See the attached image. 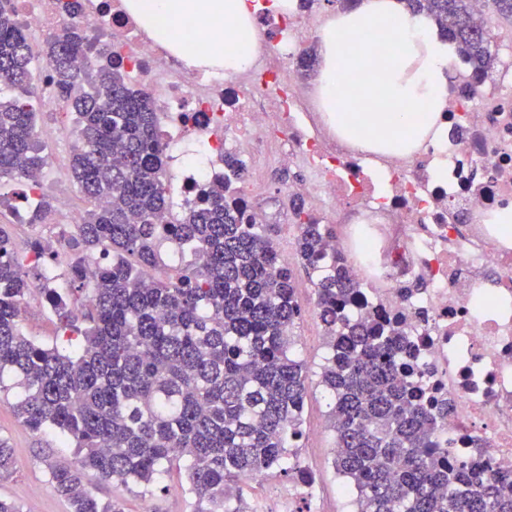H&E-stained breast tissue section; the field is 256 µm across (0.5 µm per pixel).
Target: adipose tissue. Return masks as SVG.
<instances>
[{
    "instance_id": "obj_1",
    "label": "adipose tissue",
    "mask_w": 512,
    "mask_h": 512,
    "mask_svg": "<svg viewBox=\"0 0 512 512\" xmlns=\"http://www.w3.org/2000/svg\"><path fill=\"white\" fill-rule=\"evenodd\" d=\"M153 37L188 66L246 68L261 48L248 0H127ZM185 22L211 33L210 42H183L171 34ZM377 31L381 49L359 52L353 36ZM318 102L343 139L372 151L416 149L444 134L439 114L448 93L453 48L422 16L400 0H355L339 7L318 34ZM363 110H356L357 101Z\"/></svg>"
}]
</instances>
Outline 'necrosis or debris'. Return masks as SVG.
Masks as SVG:
<instances>
[{
    "label": "necrosis or debris",
    "mask_w": 512,
    "mask_h": 512,
    "mask_svg": "<svg viewBox=\"0 0 512 512\" xmlns=\"http://www.w3.org/2000/svg\"><path fill=\"white\" fill-rule=\"evenodd\" d=\"M27 31L61 30L63 0H13ZM266 51L233 77L190 69L156 42L124 0H85L78 25L108 34L101 53L148 91L180 169L160 221L175 223L232 156L249 172L302 162L289 194L336 211L359 285L353 316L399 321L409 380L439 422L435 445L488 477L512 471V245L475 217L512 210V64L494 90L451 60L445 137L377 155L329 133L293 76L308 16L259 9ZM200 145L195 161L182 150ZM452 403L442 414V403Z\"/></svg>",
    "instance_id": "obj_1"
}]
</instances>
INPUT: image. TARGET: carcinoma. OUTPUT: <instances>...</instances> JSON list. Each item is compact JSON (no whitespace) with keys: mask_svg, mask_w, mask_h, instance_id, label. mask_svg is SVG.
<instances>
[{"mask_svg":"<svg viewBox=\"0 0 512 512\" xmlns=\"http://www.w3.org/2000/svg\"><path fill=\"white\" fill-rule=\"evenodd\" d=\"M430 18L479 74L496 60L489 22L471 0H402ZM91 38L74 24L47 40L52 84L75 114L73 182L90 204L69 243L103 256L91 288L82 270L73 291L41 289L61 345L44 348L23 332L20 305L29 272L47 252L36 239L23 262L0 229V393L33 431L56 429L74 445L75 467L47 462L48 481L71 512H125L100 499L85 472L117 486L149 488L184 472L193 512H252L241 481L293 472L308 368L294 351L301 307L291 264L272 225L244 222L234 162L200 205L174 224L156 223L167 205L163 148L149 93L119 70L88 62ZM0 181L41 170L36 92L28 34L13 0L0 5ZM54 204L39 194L27 223ZM295 250L316 295L328 356L319 385L330 396L333 466L354 492L356 512H512V474L489 480L468 462L432 448L437 425L401 381L405 338L390 322L352 319L355 295L345 255H326L332 229L292 200ZM181 257L168 275H151L164 248ZM88 293L76 316L70 297Z\"/></svg>","mask_w":512,"mask_h":512,"instance_id":"obj_1","label":"carcinoma"}]
</instances>
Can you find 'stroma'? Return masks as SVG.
I'll return each instance as SVG.
<instances>
[{
    "label": "stroma",
    "instance_id": "obj_1",
    "mask_svg": "<svg viewBox=\"0 0 512 512\" xmlns=\"http://www.w3.org/2000/svg\"><path fill=\"white\" fill-rule=\"evenodd\" d=\"M39 143L47 154L68 159L76 141V130L71 116H64L55 123L46 118L38 120ZM295 168H274L261 173L260 189L281 200V222L276 225L275 242L283 257L291 264L297 285L298 301L302 308L314 307V294L306 272L300 265L294 248L297 236L292 225L293 214L288 187L299 178ZM20 182L12 181L0 187L5 204L0 205V228L9 235L17 253H26L38 228L21 225L15 221L16 211L22 210ZM297 351L309 368V380L304 412V423L310 433L305 444V461L316 474V495L310 504L312 512H354L353 495L336 474L332 461L335 440L327 417V398L319 386L318 372L327 353L324 330L313 319H303L294 328ZM12 395L0 394V438L6 439L14 453L12 473L0 480V497L18 501L25 512H69L68 504L48 482L46 458L74 460V450L58 433L45 430L34 432L23 426L12 408ZM88 489L102 499L120 496L125 512H193L194 504L186 489L183 475L170 473L149 491L141 487H115L99 480L95 475L85 477Z\"/></svg>",
    "mask_w": 512,
    "mask_h": 512
}]
</instances>
